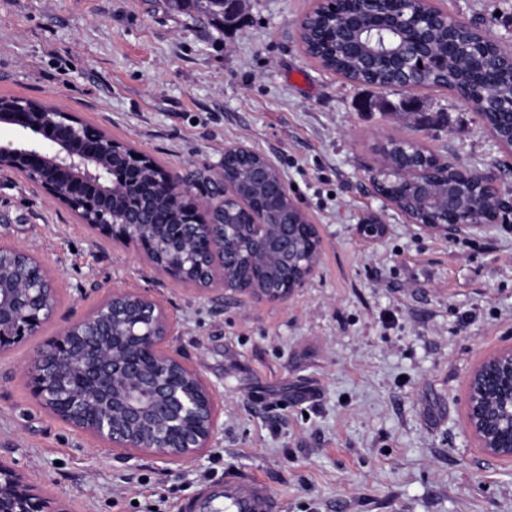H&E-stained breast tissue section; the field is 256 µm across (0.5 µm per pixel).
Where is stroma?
Here are the masks:
<instances>
[{"label":"stroma","mask_w":512,"mask_h":512,"mask_svg":"<svg viewBox=\"0 0 512 512\" xmlns=\"http://www.w3.org/2000/svg\"><path fill=\"white\" fill-rule=\"evenodd\" d=\"M512 51V0H433ZM315 0H246L235 25L170 0H0V97L76 113L190 179L193 196L244 144L281 171L320 257L283 301L203 292L159 274L23 179L0 173V242L34 248L57 312L0 355V457L68 512H179L247 471L284 512H512V461L467 428L474 366L512 347V213L452 237L406 223L372 191L391 136L512 184V154L453 92L413 111L365 110L368 89L308 56ZM377 100L405 98L379 89ZM153 297L169 346L221 396L224 430L201 461H124L35 401L23 367L70 318L115 290Z\"/></svg>","instance_id":"obj_1"}]
</instances>
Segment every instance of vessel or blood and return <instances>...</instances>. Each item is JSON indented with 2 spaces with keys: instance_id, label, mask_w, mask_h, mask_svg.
Wrapping results in <instances>:
<instances>
[{
  "instance_id": "vessel-or-blood-1",
  "label": "vessel or blood",
  "mask_w": 512,
  "mask_h": 512,
  "mask_svg": "<svg viewBox=\"0 0 512 512\" xmlns=\"http://www.w3.org/2000/svg\"><path fill=\"white\" fill-rule=\"evenodd\" d=\"M284 504L259 477L238 473L221 489L206 488L183 504L184 512H283Z\"/></svg>"
}]
</instances>
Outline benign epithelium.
<instances>
[{"label":"benign epithelium","mask_w":512,"mask_h":512,"mask_svg":"<svg viewBox=\"0 0 512 512\" xmlns=\"http://www.w3.org/2000/svg\"><path fill=\"white\" fill-rule=\"evenodd\" d=\"M419 0H357L361 8L345 23L340 46L344 51L363 53L373 66L397 64L414 68L418 57L431 49L430 20L453 18L439 8L426 13L416 7ZM500 51L491 40L484 44H448V53L459 56L479 78L486 76L485 58ZM0 124L14 127L18 137L0 144V171L22 177L57 206L67 210L76 223L98 232L105 239L134 246L152 255L153 242L146 234L151 200L140 194V179L155 170L154 162L137 150L112 141L102 129L82 122L74 112H36L30 101L0 99ZM257 158L253 180L257 185L277 182L287 189L276 165L249 147L230 146L224 155ZM125 164L130 177L117 182L115 169ZM396 172L413 187L419 209L427 215L415 219L382 189V170L370 178L373 192L409 224L440 231L448 236L483 232L492 222L483 216L485 199L465 201L448 186V173H460L481 184L492 195L496 212L512 210V186L494 174L463 166L439 164L436 190L427 172L401 161ZM159 191L178 197L190 194L189 187L167 171L153 177ZM138 194L122 224L108 218L111 211L104 199L117 188ZM232 189L215 184L196 202L207 214L214 199ZM239 204L250 214L248 224H176L173 233L189 244L206 235L220 240L249 230L254 242L252 262L262 266L268 246L280 261H299L297 227L311 234L314 255L320 241L307 217L289 221L254 210L247 201ZM9 249L31 266V279L12 288L0 286V353L10 351L29 336L37 335L53 319L56 306L45 296L56 292L40 257L31 249L11 245ZM233 258L215 249L194 255L195 285L205 289L216 284L230 288L224 270ZM236 291L268 301H282L291 289L274 282L263 290L241 286ZM174 327L160 304L133 291L108 295L89 313L72 318L59 334L35 353L27 375L39 405L61 422L92 435L127 461L152 456L176 463L203 456L223 430L217 395L186 358L168 346ZM473 378L479 392L469 391L467 423L481 447L501 458L512 456V350L481 363ZM0 512H67L65 505L13 464L0 458Z\"/></svg>","instance_id":"1"}]
</instances>
